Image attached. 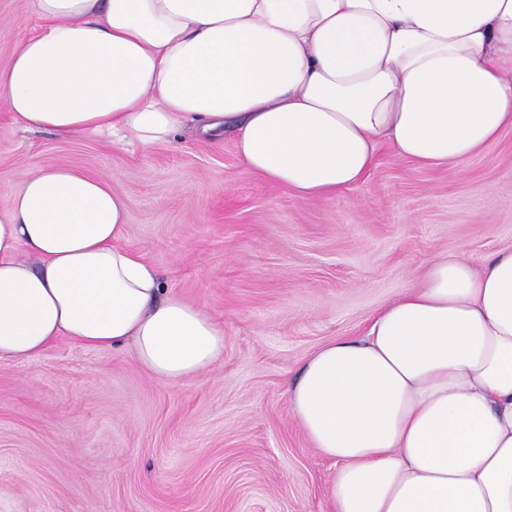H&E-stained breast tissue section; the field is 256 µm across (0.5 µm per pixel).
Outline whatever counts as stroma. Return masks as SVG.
<instances>
[{"label":"stroma","instance_id":"35a3bbf8","mask_svg":"<svg viewBox=\"0 0 512 512\" xmlns=\"http://www.w3.org/2000/svg\"><path fill=\"white\" fill-rule=\"evenodd\" d=\"M36 25L28 0H0V65ZM45 165L125 196L122 246L223 323L224 355L176 383L65 339L1 359L0 491L22 512H325L332 465L286 393L299 367L434 258L512 248V129L452 170L381 146L364 180L301 200L249 170L230 131L143 151L24 133L0 107V213Z\"/></svg>","mask_w":512,"mask_h":512}]
</instances>
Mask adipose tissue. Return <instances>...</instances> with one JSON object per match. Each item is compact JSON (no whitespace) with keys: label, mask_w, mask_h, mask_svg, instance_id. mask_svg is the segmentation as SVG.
I'll return each instance as SVG.
<instances>
[{"label":"adipose tissue","mask_w":512,"mask_h":512,"mask_svg":"<svg viewBox=\"0 0 512 512\" xmlns=\"http://www.w3.org/2000/svg\"><path fill=\"white\" fill-rule=\"evenodd\" d=\"M38 31L0 67L24 132L143 150L233 130L247 168L303 200L360 182L379 145L459 166L512 129V0H32ZM124 196L65 167L0 213V359L66 338L131 347L178 382L224 325L121 247ZM333 465L330 512H512V249L432 260L360 336L287 388Z\"/></svg>","instance_id":"adipose-tissue-1"}]
</instances>
